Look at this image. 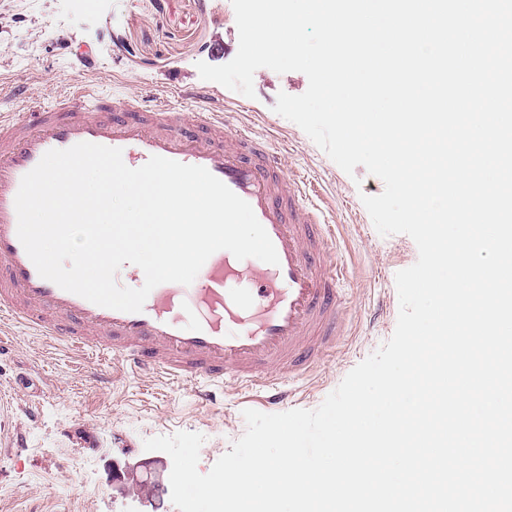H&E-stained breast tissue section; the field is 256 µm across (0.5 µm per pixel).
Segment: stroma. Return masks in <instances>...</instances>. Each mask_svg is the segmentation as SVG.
Returning a JSON list of instances; mask_svg holds the SVG:
<instances>
[{
  "instance_id": "obj_1",
  "label": "stroma",
  "mask_w": 512,
  "mask_h": 512,
  "mask_svg": "<svg viewBox=\"0 0 512 512\" xmlns=\"http://www.w3.org/2000/svg\"><path fill=\"white\" fill-rule=\"evenodd\" d=\"M237 50L231 0H0V107L14 108L13 84L36 103L86 81L151 102L177 86L202 88L281 151L287 173L319 189L316 202L350 274L345 336L275 407L313 410L393 335L395 275L417 261L418 249L408 235L376 231L361 196L382 193L380 178L361 166L346 174L274 112L279 92L306 91L303 73L258 69L252 99L200 78L197 62L222 65ZM0 397V512H177L170 494L150 503L132 494L134 480L165 481L172 469L170 456L145 450L144 440L203 434L198 470L206 473L244 434L243 410L265 408L231 386L205 406L190 387L122 374L9 323L0 326ZM129 463L135 477L115 478Z\"/></svg>"
}]
</instances>
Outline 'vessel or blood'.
I'll return each instance as SVG.
<instances>
[{
    "label": "vessel or blood",
    "instance_id": "vessel-or-blood-1",
    "mask_svg": "<svg viewBox=\"0 0 512 512\" xmlns=\"http://www.w3.org/2000/svg\"><path fill=\"white\" fill-rule=\"evenodd\" d=\"M194 100L195 110L184 108ZM89 142L121 149L131 168L152 156L207 168L247 201L278 264L215 252L191 285L163 283L142 312L95 305L43 279L17 235L22 177L52 149ZM346 267L336 256L305 179L287 178L283 157L204 89L147 103L97 84L47 104L0 113V320L50 336L122 370L192 386L202 403L234 385L283 401L288 376L311 372L343 334Z\"/></svg>",
    "mask_w": 512,
    "mask_h": 512
}]
</instances>
